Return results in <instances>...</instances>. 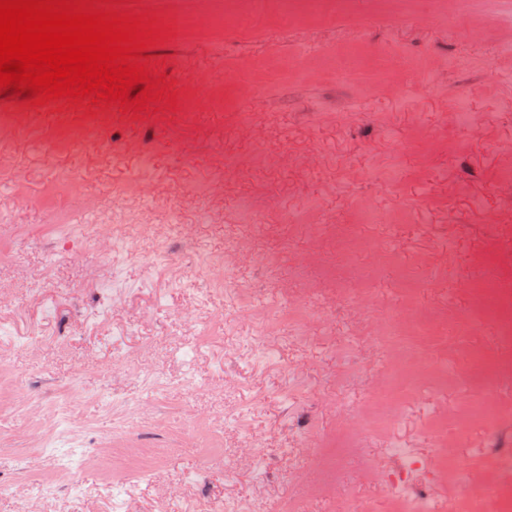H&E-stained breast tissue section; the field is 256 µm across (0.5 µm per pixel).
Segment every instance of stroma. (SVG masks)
I'll return each mask as SVG.
<instances>
[{"label": "stroma", "instance_id": "obj_1", "mask_svg": "<svg viewBox=\"0 0 512 512\" xmlns=\"http://www.w3.org/2000/svg\"><path fill=\"white\" fill-rule=\"evenodd\" d=\"M128 6L181 16L180 37L147 51L176 106L110 105L98 146L78 139L81 113L64 129L0 95V113L31 116L0 127V512H342L348 496L396 512L390 441L417 450L432 497L481 488L485 448L512 436V343L496 316L475 317L471 289L512 279V0H468L453 19L448 0H344L331 23L285 26L251 0L243 26L209 24L212 0ZM216 177L210 198L188 196ZM133 183L114 211L113 189ZM248 197L267 248L308 255L304 276H266L237 247ZM295 212L350 225L370 298L324 284L342 243L290 239ZM70 228L84 245L48 263ZM158 241L167 263L150 260ZM211 255L225 259L220 288ZM300 303L321 316L299 335ZM411 305L438 338L385 425L403 353L373 334ZM127 353L176 386L115 369ZM446 451L465 482L443 471Z\"/></svg>", "mask_w": 512, "mask_h": 512}]
</instances>
